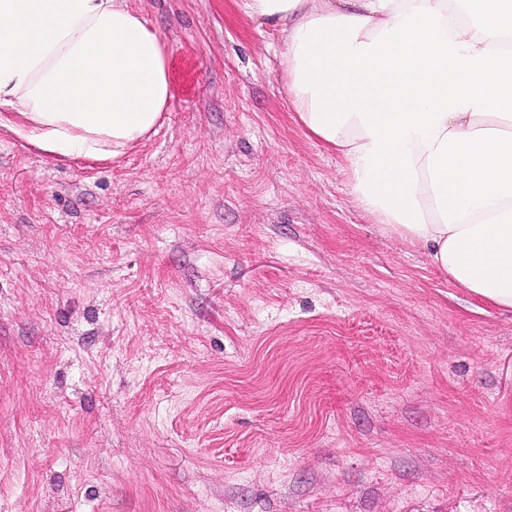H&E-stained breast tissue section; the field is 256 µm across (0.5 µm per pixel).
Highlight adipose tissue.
Returning a JSON list of instances; mask_svg holds the SVG:
<instances>
[{
  "label": "adipose tissue",
  "instance_id": "obj_1",
  "mask_svg": "<svg viewBox=\"0 0 512 512\" xmlns=\"http://www.w3.org/2000/svg\"><path fill=\"white\" fill-rule=\"evenodd\" d=\"M282 36L304 129L362 209L450 281L512 310V0H242ZM171 97L160 35L125 0H0V126L114 159Z\"/></svg>",
  "mask_w": 512,
  "mask_h": 512
}]
</instances>
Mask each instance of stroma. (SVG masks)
I'll return each mask as SVG.
<instances>
[{"label":"stroma","mask_w":512,"mask_h":512,"mask_svg":"<svg viewBox=\"0 0 512 512\" xmlns=\"http://www.w3.org/2000/svg\"><path fill=\"white\" fill-rule=\"evenodd\" d=\"M126 2L155 134L0 127V512H512V310L357 205L241 0Z\"/></svg>","instance_id":"1"}]
</instances>
